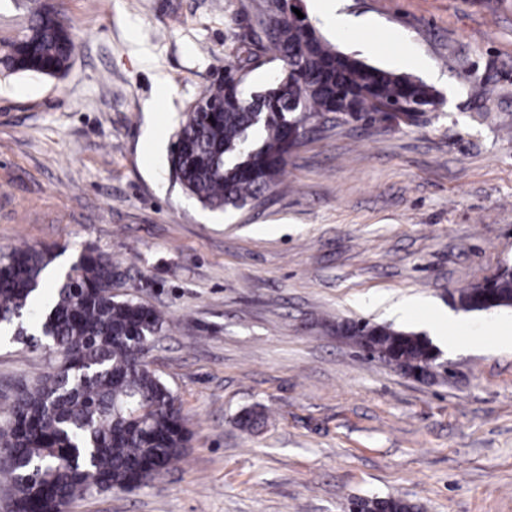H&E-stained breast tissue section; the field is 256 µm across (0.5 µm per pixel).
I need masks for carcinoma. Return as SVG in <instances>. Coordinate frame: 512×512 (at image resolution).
Returning <instances> with one entry per match:
<instances>
[{"instance_id": "carcinoma-1", "label": "carcinoma", "mask_w": 512, "mask_h": 512, "mask_svg": "<svg viewBox=\"0 0 512 512\" xmlns=\"http://www.w3.org/2000/svg\"><path fill=\"white\" fill-rule=\"evenodd\" d=\"M267 43L281 62L276 78L246 97L241 82L253 59L213 83L202 103H191L169 150V174L190 197L211 209L241 208L277 184L288 153L327 113L345 123L411 122L437 106L422 81L363 62L331 46L303 20L286 17L268 0ZM75 42L60 14L42 6L0 63L11 74L59 77ZM46 249L26 247L0 255V325L53 355L54 372L22 384L0 448V467L17 512H65L80 497L146 487L189 447L177 398L145 361V347L165 331L164 313L112 294L122 277L112 256L88 246L60 284L45 291ZM512 307V275L464 288L454 303L483 311L482 290ZM367 354L402 369L425 371L438 359L426 337L367 321L336 324ZM357 512H416L406 500L355 497Z\"/></svg>"}]
</instances>
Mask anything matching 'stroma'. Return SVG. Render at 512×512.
<instances>
[{
  "instance_id": "obj_1",
  "label": "stroma",
  "mask_w": 512,
  "mask_h": 512,
  "mask_svg": "<svg viewBox=\"0 0 512 512\" xmlns=\"http://www.w3.org/2000/svg\"><path fill=\"white\" fill-rule=\"evenodd\" d=\"M78 44L59 78L0 75V249L34 246L56 284L91 244L119 262L114 294L165 312L151 368L194 437L163 477L67 512H344L353 497L417 512H512V308L459 312L476 344L424 380L336 337L389 323L415 296L512 266V0H347L368 24L338 50L432 87L410 124L320 119L278 185L203 208L169 180L190 103L238 60L256 92L280 63L265 0H43ZM503 335L479 339L485 326ZM0 340V418L14 386L51 373ZM250 408L263 423H234ZM357 509L356 512H414L416 506L406 500L387 497H355L349 500L348 508Z\"/></svg>"
}]
</instances>
